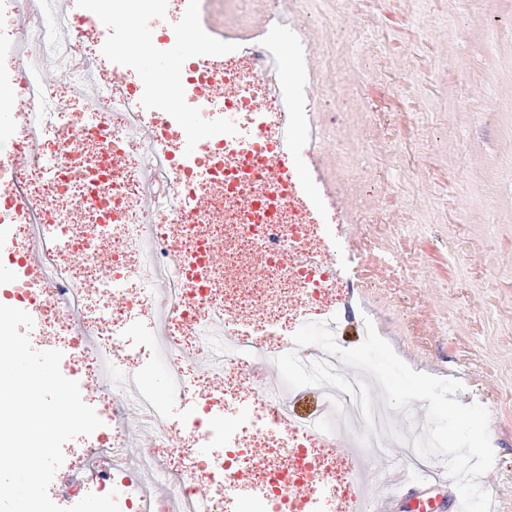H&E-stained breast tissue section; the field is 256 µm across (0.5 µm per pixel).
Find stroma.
Masks as SVG:
<instances>
[{"label": "stroma", "mask_w": 512, "mask_h": 512, "mask_svg": "<svg viewBox=\"0 0 512 512\" xmlns=\"http://www.w3.org/2000/svg\"><path fill=\"white\" fill-rule=\"evenodd\" d=\"M270 14L363 308L414 370L468 375L512 512V0H201L198 37Z\"/></svg>", "instance_id": "stroma-1"}]
</instances>
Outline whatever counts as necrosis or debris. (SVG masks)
I'll list each match as a JSON object with an SVG mask.
<instances>
[{"label":"necrosis or debris","instance_id":"1","mask_svg":"<svg viewBox=\"0 0 512 512\" xmlns=\"http://www.w3.org/2000/svg\"><path fill=\"white\" fill-rule=\"evenodd\" d=\"M25 26L0 37V99L18 97L12 123L0 125V225L11 227L0 257L40 260L6 296L38 311L45 342L67 349L84 378L82 398L111 416L97 447L71 449V466L101 473L99 492H117L120 512H229L241 489L250 512H336L358 487L353 459L325 454L339 428L369 434L358 451L425 465L388 407L374 402V432L338 389L321 394L316 414L295 412L292 390L254 384L251 364L274 359L291 328L330 319L336 294L355 287L352 260L323 265L308 253L332 249L328 230L306 221L302 203L270 193L268 166L279 122L274 99L260 96L248 56L197 59L160 73L172 89L152 99L132 82L145 33L128 29L126 63L94 47L100 28L153 15L156 0H97L95 18L50 12L42 0H9ZM63 64L71 102L49 92L44 71ZM230 83L238 94L219 107L247 130L207 126L208 113L182 125L184 100L204 101ZM68 147L70 161L59 152ZM27 157L16 168L15 157ZM251 206L236 203L241 190ZM150 346L133 343L136 333ZM221 452L204 453L211 439ZM311 492L297 489L309 474Z\"/></svg>","mask_w":512,"mask_h":512}]
</instances>
